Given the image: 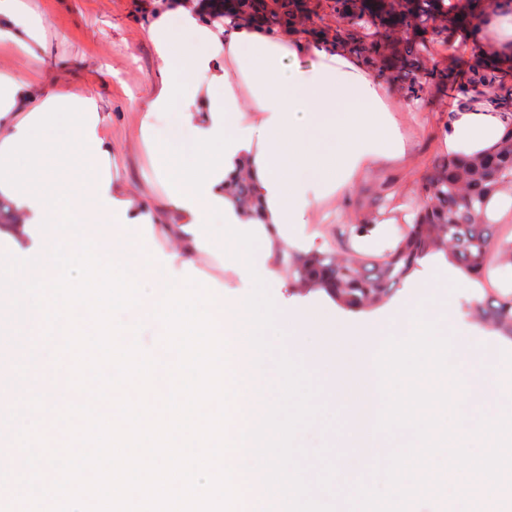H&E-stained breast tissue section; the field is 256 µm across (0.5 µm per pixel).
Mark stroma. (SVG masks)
I'll return each mask as SVG.
<instances>
[{
	"label": "stroma",
	"mask_w": 512,
	"mask_h": 512,
	"mask_svg": "<svg viewBox=\"0 0 512 512\" xmlns=\"http://www.w3.org/2000/svg\"><path fill=\"white\" fill-rule=\"evenodd\" d=\"M23 3L39 18L41 27L24 49L8 37H0V76L22 79L32 106L39 104L45 90L53 86L78 95H93L106 118L112 142L113 183L133 194H159V186L149 180L151 158L139 132L142 103L151 85L168 70L167 62L148 37L158 0ZM379 85L400 129L405 157L358 174L345 190L319 204L313 226L319 251H335L342 240L354 250L374 256L393 247L411 218V210L419 203V183L432 174L438 160L450 150L444 125L449 113L460 108L458 95L428 84L419 99L412 100L397 89L392 79L380 78ZM368 219L375 222L373 233L348 237L349 225ZM457 333L484 340L499 352L503 385L512 391V341L488 330L470 313L458 318ZM32 334L27 322H0V365L12 372L9 380L0 383L1 410L11 411L13 400L29 380L47 382L56 375L48 360L22 358L21 348ZM416 352L405 339L383 352L379 365L385 380V411L399 410L403 401L412 399L420 388L436 394L440 415H448L450 401L468 393L464 374L443 369V355H427L418 383H409L397 374L395 365ZM314 384L323 414L300 431L297 443L314 459L313 498L332 505L340 480L336 463L353 454L346 417L357 393L350 387L327 386L321 377Z\"/></svg>",
	"instance_id": "obj_1"
}]
</instances>
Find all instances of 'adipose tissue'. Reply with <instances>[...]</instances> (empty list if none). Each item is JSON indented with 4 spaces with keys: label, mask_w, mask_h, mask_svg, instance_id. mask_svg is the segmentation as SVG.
<instances>
[{
    "label": "adipose tissue",
    "mask_w": 512,
    "mask_h": 512,
    "mask_svg": "<svg viewBox=\"0 0 512 512\" xmlns=\"http://www.w3.org/2000/svg\"><path fill=\"white\" fill-rule=\"evenodd\" d=\"M149 38L170 63L140 123L145 145L159 155L154 176L162 195L120 198L109 173L105 117L93 97L52 91L29 109L23 82L0 77V233L23 250L93 239L98 254L126 257L146 288L145 303L165 291L164 277L145 266L153 247L172 256L177 272L215 258L232 271L230 287L248 289L209 308L221 324H234L242 347L243 362L225 385L249 391L276 361L325 362L360 393L348 424L367 446L379 443L373 414L382 401L383 349L399 336L427 348L446 333L449 365L479 393L450 412L449 429L465 444L478 409L494 406L503 391L502 368L487 344L458 338L447 295L415 285L384 322L350 328L321 310L289 308L284 293L281 243L308 245L303 232L319 200L379 159L404 154L397 122L365 64L338 48L271 36L256 23L211 24L186 0H169ZM234 71L244 92L231 84ZM169 113L190 132L188 142L163 138L159 122ZM511 120L474 102L451 122L450 145L489 147ZM59 165L80 177L60 180ZM241 175L251 182L253 206L236 203L232 184ZM274 336L280 345L271 344Z\"/></svg>",
    "instance_id": "obj_1"
}]
</instances>
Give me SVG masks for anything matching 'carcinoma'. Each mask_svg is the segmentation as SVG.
<instances>
[{
  "label": "carcinoma",
  "instance_id": "1",
  "mask_svg": "<svg viewBox=\"0 0 512 512\" xmlns=\"http://www.w3.org/2000/svg\"><path fill=\"white\" fill-rule=\"evenodd\" d=\"M198 2L221 26L226 17L259 20L271 30L289 26L342 45L366 65L401 79L413 98L431 81L461 95L465 107L481 90L494 107L512 111V94L496 95L512 75V52L478 59L463 74L452 63L457 38L469 35L467 17L487 12L476 0H236L228 14L223 0ZM439 53L448 66L427 67ZM419 194L411 222L382 257L290 249L281 257L288 278L301 293L323 289L341 308L361 312L387 302L420 260L442 251L484 287V298L473 301L475 311L493 330L512 337V291L490 285L492 270L512 265V242L489 217L498 198L512 197V123L490 147L443 156Z\"/></svg>",
  "mask_w": 512,
  "mask_h": 512
}]
</instances>
